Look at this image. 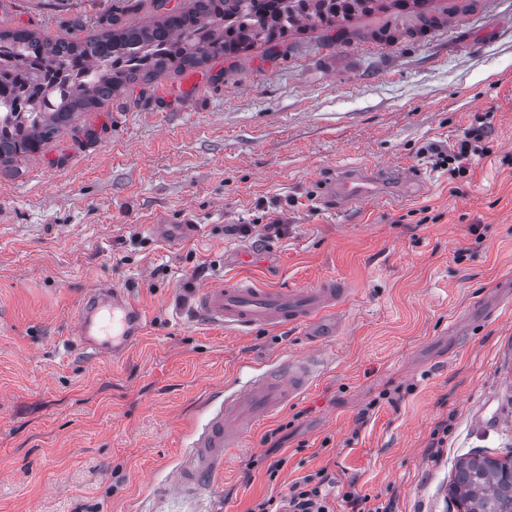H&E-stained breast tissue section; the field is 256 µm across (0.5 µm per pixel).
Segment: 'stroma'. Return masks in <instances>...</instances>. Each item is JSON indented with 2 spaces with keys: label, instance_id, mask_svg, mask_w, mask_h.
Returning <instances> with one entry per match:
<instances>
[{
  "label": "stroma",
  "instance_id": "obj_1",
  "mask_svg": "<svg viewBox=\"0 0 512 512\" xmlns=\"http://www.w3.org/2000/svg\"><path fill=\"white\" fill-rule=\"evenodd\" d=\"M23 2L12 28L46 39L161 16L135 0ZM478 126L489 152L469 173L434 167L429 146ZM387 165L428 188L340 212L316 194L331 169ZM272 222L284 235L228 230ZM154 224L195 232L172 243ZM242 278L342 282V326L241 335L179 319L196 286ZM98 279L145 315L117 363L72 332ZM497 294L512 295V0L392 6L131 84L0 160V512H250L321 470L333 512H352L347 492L457 512V461L512 451V311L482 310ZM313 352L322 376L228 450L209 490H166L211 390Z\"/></svg>",
  "mask_w": 512,
  "mask_h": 512
}]
</instances>
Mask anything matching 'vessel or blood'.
Masks as SVG:
<instances>
[{
	"instance_id": "vessel-or-blood-1",
	"label": "vessel or blood",
	"mask_w": 512,
	"mask_h": 512,
	"mask_svg": "<svg viewBox=\"0 0 512 512\" xmlns=\"http://www.w3.org/2000/svg\"><path fill=\"white\" fill-rule=\"evenodd\" d=\"M420 171L394 168L342 170L325 184L337 206L361 203L371 187L390 181L420 180ZM345 285L327 279L314 286L284 290L262 288L248 281L201 287L183 303L193 321L217 323L244 332L306 325L322 331L326 316L345 300ZM80 344L90 357L120 359L144 330L142 308L125 290L101 283L83 294L74 316ZM317 362L288 359L254 375L248 384L218 392L210 402L207 420L194 431L181 464L170 479L173 490L190 494L205 489L224 470L227 449L238 447L247 433L287 406L313 384Z\"/></svg>"
}]
</instances>
